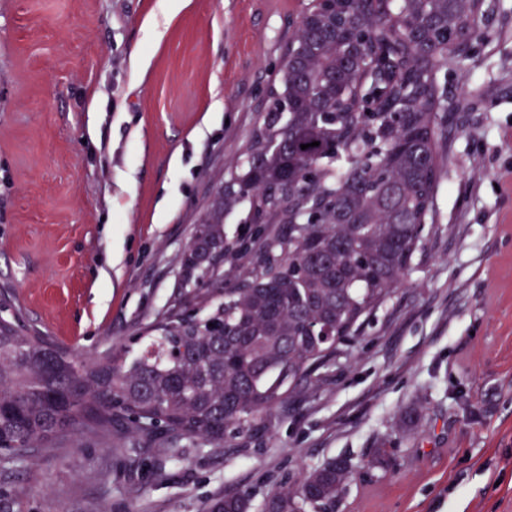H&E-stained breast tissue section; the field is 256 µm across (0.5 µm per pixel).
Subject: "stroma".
<instances>
[{
    "label": "stroma",
    "mask_w": 512,
    "mask_h": 512,
    "mask_svg": "<svg viewBox=\"0 0 512 512\" xmlns=\"http://www.w3.org/2000/svg\"><path fill=\"white\" fill-rule=\"evenodd\" d=\"M306 0H0V294L100 360L177 289ZM442 65L459 107L408 284L252 436L82 432L0 462V512H202L343 458L334 512H512V0ZM383 466H372L378 449Z\"/></svg>",
    "instance_id": "obj_1"
}]
</instances>
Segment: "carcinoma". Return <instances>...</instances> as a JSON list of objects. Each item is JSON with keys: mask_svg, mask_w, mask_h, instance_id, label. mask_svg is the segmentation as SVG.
Returning <instances> with one entry per match:
<instances>
[{"mask_svg": "<svg viewBox=\"0 0 512 512\" xmlns=\"http://www.w3.org/2000/svg\"><path fill=\"white\" fill-rule=\"evenodd\" d=\"M369 55L394 61L386 100L361 112L336 40L299 27L257 126L224 170V190L195 225L180 258L178 297L141 329L145 347L121 345L81 367L69 350L18 317L0 320V457L22 459L69 432L130 428L221 445L250 435L301 382L344 346L408 282L435 228L446 162L442 113L458 103L424 59L448 56L481 34L482 9L448 16V0H347ZM432 17L449 38L418 42ZM319 142L315 147L301 145ZM264 225L243 239L224 224ZM349 467L331 461L297 486L276 488L264 512H332ZM245 492L214 498L203 512H251Z\"/></svg>", "mask_w": 512, "mask_h": 512, "instance_id": "cac0c4a2", "label": "carcinoma"}]
</instances>
